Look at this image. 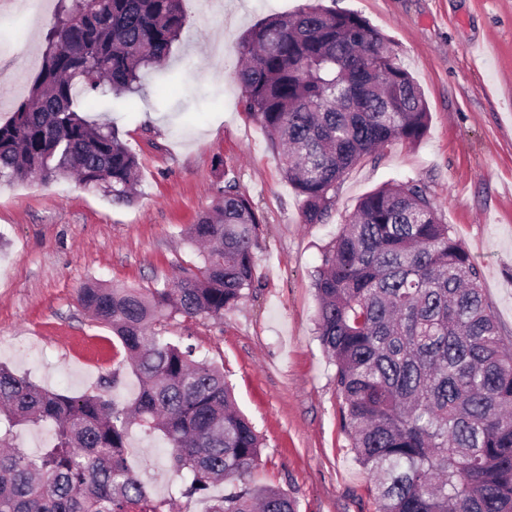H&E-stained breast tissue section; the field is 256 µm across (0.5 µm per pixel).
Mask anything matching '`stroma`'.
Masks as SVG:
<instances>
[{
  "mask_svg": "<svg viewBox=\"0 0 512 512\" xmlns=\"http://www.w3.org/2000/svg\"><path fill=\"white\" fill-rule=\"evenodd\" d=\"M34 13L0 0V123L27 100L61 8ZM306 0H183L186 25L164 72L105 102L136 154L138 202L116 204L76 180L0 184V364L71 395L119 377L138 382L110 328L77 302L91 281L153 288L197 261L184 229L235 180L262 218L256 286L220 321L175 317L163 334L218 365L264 447L251 477L288 492L297 512H376L366 472L341 429L336 367L317 337L312 278L357 201L387 183L424 186L481 271L484 295L512 336V0H335L389 37L432 115L417 145L402 141L351 169L324 222L302 203L234 79L242 35ZM162 499L178 483L160 437L133 430L126 450Z\"/></svg>",
  "mask_w": 512,
  "mask_h": 512,
  "instance_id": "stroma-1",
  "label": "stroma"
}]
</instances>
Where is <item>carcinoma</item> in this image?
Here are the masks:
<instances>
[{
	"mask_svg": "<svg viewBox=\"0 0 512 512\" xmlns=\"http://www.w3.org/2000/svg\"><path fill=\"white\" fill-rule=\"evenodd\" d=\"M182 2L69 0L28 101L0 124V183L75 176L131 203L137 157L111 123L86 113L167 65L185 27ZM239 55L248 115L277 151L306 224L329 216L353 167L395 141L418 143L430 125L391 41L355 12L313 0L270 15ZM260 224L227 180L186 229L201 247L195 271L162 288L78 291L125 350L139 380L131 404L53 393L0 366V512H167L126 461L134 427L170 448L178 498L224 483L207 512H296L288 493L248 483L262 439L224 372L161 332L176 315L221 320L254 290ZM313 287L341 426L378 512H512V340L426 190L389 183L364 195L323 250ZM47 421L50 445L31 453L14 443V426Z\"/></svg>",
	"mask_w": 512,
	"mask_h": 512,
	"instance_id": "carcinoma-1",
	"label": "carcinoma"
}]
</instances>
